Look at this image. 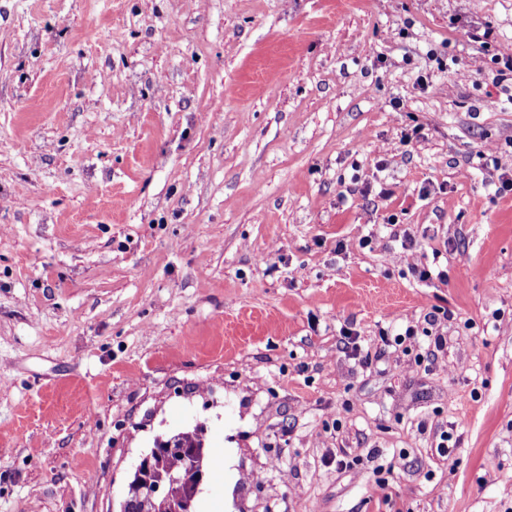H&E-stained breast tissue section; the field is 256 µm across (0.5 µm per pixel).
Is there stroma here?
Segmentation results:
<instances>
[{
	"mask_svg": "<svg viewBox=\"0 0 512 512\" xmlns=\"http://www.w3.org/2000/svg\"><path fill=\"white\" fill-rule=\"evenodd\" d=\"M487 22L512 51V0H0V512H119L198 425L196 512H512Z\"/></svg>",
	"mask_w": 512,
	"mask_h": 512,
	"instance_id": "35a3bbf8",
	"label": "stroma"
}]
</instances>
